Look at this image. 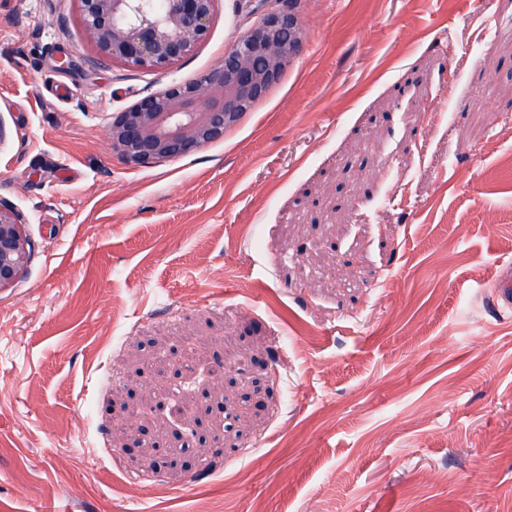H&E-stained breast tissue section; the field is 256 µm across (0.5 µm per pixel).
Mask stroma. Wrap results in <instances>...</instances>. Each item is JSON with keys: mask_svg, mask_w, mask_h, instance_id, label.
Returning <instances> with one entry per match:
<instances>
[{"mask_svg": "<svg viewBox=\"0 0 512 512\" xmlns=\"http://www.w3.org/2000/svg\"><path fill=\"white\" fill-rule=\"evenodd\" d=\"M293 8L223 139L133 165L113 113L254 18L217 0L149 71L92 51L78 0H0V199L35 244L0 292V512H512V0ZM261 362L262 406L221 403ZM502 272L495 284V299L498 307L503 310L512 309V265L511 262L502 266Z\"/></svg>", "mask_w": 512, "mask_h": 512, "instance_id": "35a3bbf8", "label": "stroma"}]
</instances>
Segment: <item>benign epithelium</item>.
I'll return each mask as SVG.
<instances>
[{
    "label": "benign epithelium",
    "instance_id": "obj_1",
    "mask_svg": "<svg viewBox=\"0 0 512 512\" xmlns=\"http://www.w3.org/2000/svg\"><path fill=\"white\" fill-rule=\"evenodd\" d=\"M82 35L101 57L144 70L189 56L206 36L216 0H79ZM283 0H239L256 25L224 53L222 63L193 82L173 83L113 113L112 151L140 165L174 160L224 137L278 82L300 47L297 17ZM23 215L0 201V292L32 260Z\"/></svg>",
    "mask_w": 512,
    "mask_h": 512
}]
</instances>
